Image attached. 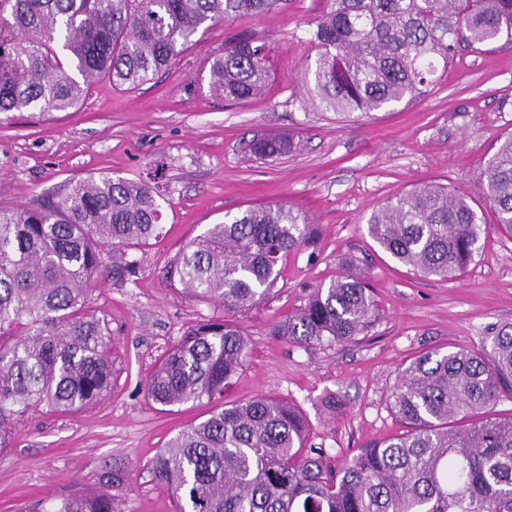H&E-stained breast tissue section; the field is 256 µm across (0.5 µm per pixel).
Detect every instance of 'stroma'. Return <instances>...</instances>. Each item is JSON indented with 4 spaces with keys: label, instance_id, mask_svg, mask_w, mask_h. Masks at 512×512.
I'll return each mask as SVG.
<instances>
[{
    "label": "stroma",
    "instance_id": "stroma-1",
    "mask_svg": "<svg viewBox=\"0 0 512 512\" xmlns=\"http://www.w3.org/2000/svg\"><path fill=\"white\" fill-rule=\"evenodd\" d=\"M326 8V0H281L265 16L198 33L150 83L120 89L104 77L76 108L49 118L17 112L0 123L1 204L24 208L101 175L158 184L165 199L164 235L146 247L136 277L117 285L103 270L89 295L114 338L111 393L88 409L19 420L0 450V512H28L90 486L112 466L134 476L116 492L126 512H173L149 462L211 405L160 408L145 381L188 325L223 313L182 293L168 271L184 242L225 214L285 203L318 231L315 245L280 262L275 296L238 316L250 352L224 399L292 402L308 421L309 444L335 462L403 433L390 394L414 358L434 348H480L493 325L512 322V238L496 224L482 177L512 133V41L460 48L421 99L347 119L306 105L302 94L318 54L309 32ZM238 33L278 46L265 92L244 104L208 89L210 60ZM263 136L300 147L260 158L248 144ZM430 183L469 196L484 223L473 263L455 279L420 276L368 234L378 206ZM347 269L375 292L376 313L358 340L296 345L271 334L313 288Z\"/></svg>",
    "mask_w": 512,
    "mask_h": 512
}]
</instances>
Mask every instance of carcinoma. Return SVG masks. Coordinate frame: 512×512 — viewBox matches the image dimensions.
<instances>
[{"label":"carcinoma","mask_w":512,"mask_h":512,"mask_svg":"<svg viewBox=\"0 0 512 512\" xmlns=\"http://www.w3.org/2000/svg\"><path fill=\"white\" fill-rule=\"evenodd\" d=\"M280 0H0V117L74 108L106 76L134 88L184 53L201 30ZM310 32L318 49L309 103L363 116L427 92L429 76L457 46L512 41V0H327ZM275 49L247 34L224 41L209 62V90L242 104L271 77ZM276 138L259 157L291 152ZM483 177L496 224L512 235V134ZM161 193L143 181L89 177L59 199L28 208L0 204V449L26 413L66 412L112 390V334L88 295L112 259V279L136 276L135 256L162 236ZM371 238L423 276L463 273L484 233L468 196L431 184L384 203ZM317 231L286 204L226 215L187 240L170 276L184 292L242 313L276 293L278 263L313 244ZM370 283L342 275L318 286L299 312L272 325L294 343L349 342L375 316ZM249 342L223 316L189 326L152 371L147 398L161 406L207 399L208 418L189 425L150 464L175 512H512V416L493 413L512 397V323L491 328L488 346L422 353L390 395L405 424L341 465L307 445V423L288 401L224 402ZM129 483L114 468L98 488L51 500L45 512H124L110 489Z\"/></svg>","instance_id":"carcinoma-1"}]
</instances>
